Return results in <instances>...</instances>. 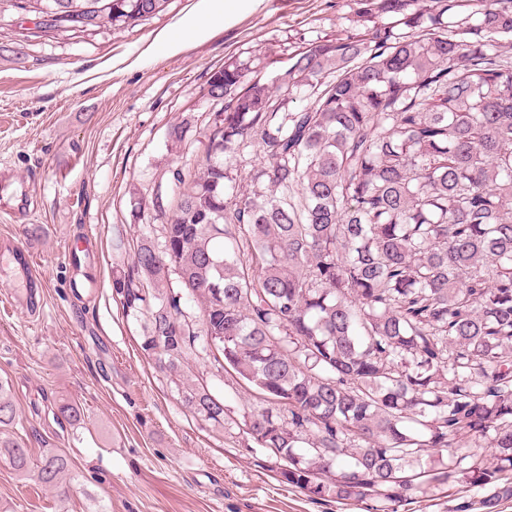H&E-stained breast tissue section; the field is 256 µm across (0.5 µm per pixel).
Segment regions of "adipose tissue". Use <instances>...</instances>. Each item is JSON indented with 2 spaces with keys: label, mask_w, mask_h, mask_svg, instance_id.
<instances>
[{
  "label": "adipose tissue",
  "mask_w": 512,
  "mask_h": 512,
  "mask_svg": "<svg viewBox=\"0 0 512 512\" xmlns=\"http://www.w3.org/2000/svg\"><path fill=\"white\" fill-rule=\"evenodd\" d=\"M261 2L262 0H196L178 27L163 35L162 42L167 49L178 50L186 40L207 37L215 24H235L243 11L255 9Z\"/></svg>",
  "instance_id": "ef3b65f1"
}]
</instances>
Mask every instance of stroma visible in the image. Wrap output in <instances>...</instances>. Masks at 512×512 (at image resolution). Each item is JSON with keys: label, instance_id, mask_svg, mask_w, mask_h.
<instances>
[{"label": "stroma", "instance_id": "obj_1", "mask_svg": "<svg viewBox=\"0 0 512 512\" xmlns=\"http://www.w3.org/2000/svg\"><path fill=\"white\" fill-rule=\"evenodd\" d=\"M190 0L128 28L54 33L37 14L0 12V176L28 186L33 212L5 217L13 189L0 184V238L28 247L43 275V315L15 302L24 285L0 258V379L16 406L11 437L39 459L63 448L73 474L63 497L18 477L0 458V512H374L373 503L314 499L280 483L269 449L241 420L248 397L232 380H210L234 420L224 433L194 418L140 348L144 320L123 311L112 277L132 242L155 234V195L171 196L175 168L205 155V132L221 101L209 76L231 57L299 47L348 25L349 0H263L230 27L171 51L157 41ZM188 125L180 147L172 128ZM144 202L135 206L132 191ZM91 257L67 266L69 237ZM94 282L74 291L72 278ZM84 409L81 428L57 420L59 400ZM481 494L411 490L398 512H480Z\"/></svg>", "mask_w": 512, "mask_h": 512}]
</instances>
